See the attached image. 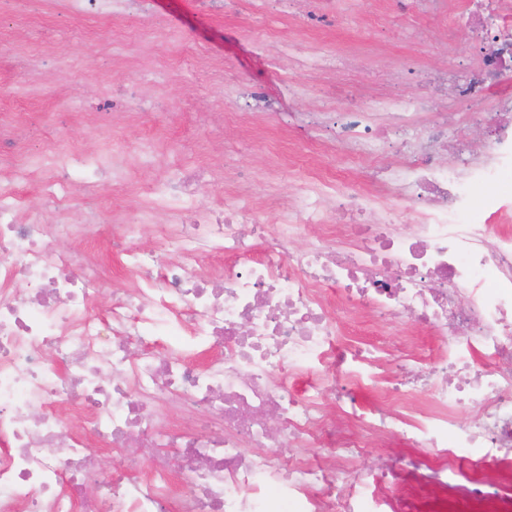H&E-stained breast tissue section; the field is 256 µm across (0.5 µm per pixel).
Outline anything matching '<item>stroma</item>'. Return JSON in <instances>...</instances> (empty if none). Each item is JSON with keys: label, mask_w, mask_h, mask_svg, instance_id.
I'll use <instances>...</instances> for the list:
<instances>
[{"label": "stroma", "mask_w": 512, "mask_h": 512, "mask_svg": "<svg viewBox=\"0 0 512 512\" xmlns=\"http://www.w3.org/2000/svg\"><path fill=\"white\" fill-rule=\"evenodd\" d=\"M454 7L446 0L427 14L398 18L394 0H320L330 19L312 25L309 0H268L262 12L249 0H224L220 15L201 0H145L137 17L112 22L45 14L34 42L25 0H0V119L18 122L26 147L54 136L83 151L85 176L98 189L74 209L77 224L87 213L112 211L138 222V185L162 183L185 167L221 172L219 180L197 183L201 204L244 183L255 201H289L299 183L324 174L369 193L370 179L338 139L336 124L304 128L296 115L317 111L335 86L401 103L427 97L428 77L475 53L464 20L448 15ZM411 24L428 29L430 39L408 38ZM35 50L43 55L37 81L8 68L6 56ZM324 53L338 59L328 74L313 68ZM136 76L158 105L126 115L125 139L134 150L161 143L163 152L137 159L132 183L115 186L96 166L115 114L97 106ZM253 81L279 99L278 122L245 105L242 86ZM59 95L76 100L82 114L56 111Z\"/></svg>", "instance_id": "stroma-1"}]
</instances>
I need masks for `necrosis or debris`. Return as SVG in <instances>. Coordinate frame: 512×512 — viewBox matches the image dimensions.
Here are the masks:
<instances>
[{
	"mask_svg": "<svg viewBox=\"0 0 512 512\" xmlns=\"http://www.w3.org/2000/svg\"><path fill=\"white\" fill-rule=\"evenodd\" d=\"M56 2L108 20L140 0ZM470 3L489 46L435 87L475 107L496 95L491 139L458 145L460 169L438 164L452 122L440 113V130L401 142L397 186L365 122L385 104L357 100L339 133L382 187L370 197L321 176L271 220L245 192L199 204V175L184 171L145 190L169 215L148 249L140 225L72 222L92 190L78 147L27 153L0 122V512H512V201L488 197L490 220H457L473 208L469 181L512 169V0L489 17L485 0ZM32 181L52 221L24 212ZM406 210L414 223H400ZM104 235L135 277L107 307L91 249ZM364 312L411 333L400 353L364 350L358 370L337 316ZM419 329L433 354L415 351ZM367 384L373 400L346 402ZM72 415L81 430L65 428ZM394 441L408 453L355 493L367 449ZM98 448L118 455L111 475ZM127 448L149 451L137 469ZM474 448L495 449L488 468L465 466Z\"/></svg>",
	"mask_w": 512,
	"mask_h": 512,
	"instance_id": "obj_1",
	"label": "necrosis or debris"
}]
</instances>
